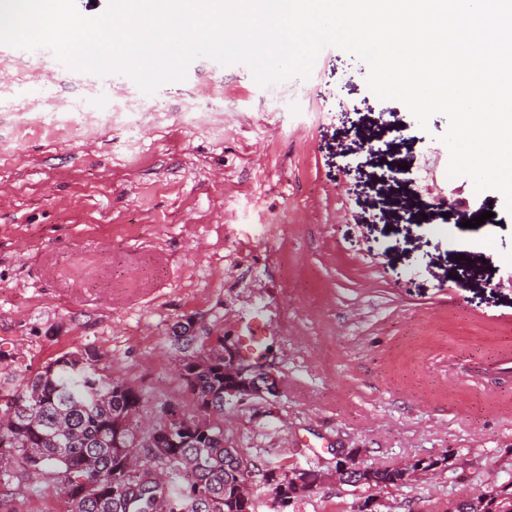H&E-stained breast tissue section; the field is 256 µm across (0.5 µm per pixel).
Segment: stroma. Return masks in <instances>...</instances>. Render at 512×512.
Listing matches in <instances>:
<instances>
[{
  "label": "stroma",
  "instance_id": "35a3bbf8",
  "mask_svg": "<svg viewBox=\"0 0 512 512\" xmlns=\"http://www.w3.org/2000/svg\"><path fill=\"white\" fill-rule=\"evenodd\" d=\"M358 64L329 46L261 86L200 58L147 95L45 48L0 59V376L89 346L145 412L192 413L174 325L236 342L260 313L276 393L224 436L324 472L285 512H446L512 480V211L465 176L467 207L442 203L447 116L420 127ZM340 448L448 465L375 494L330 478Z\"/></svg>",
  "mask_w": 512,
  "mask_h": 512
}]
</instances>
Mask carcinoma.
Masks as SVG:
<instances>
[{"mask_svg": "<svg viewBox=\"0 0 512 512\" xmlns=\"http://www.w3.org/2000/svg\"><path fill=\"white\" fill-rule=\"evenodd\" d=\"M171 342L197 413L173 428L169 452L137 436L141 392L85 347L61 354L20 379L0 384V495L38 492L34 479L63 486L68 512H250L237 487L259 477L276 495L292 499L288 471L258 467L224 438V337L203 325L179 322ZM368 488L410 481L397 467L366 468ZM447 512H512V483L471 499L452 501Z\"/></svg>", "mask_w": 512, "mask_h": 512, "instance_id": "carcinoma-1", "label": "carcinoma"}]
</instances>
